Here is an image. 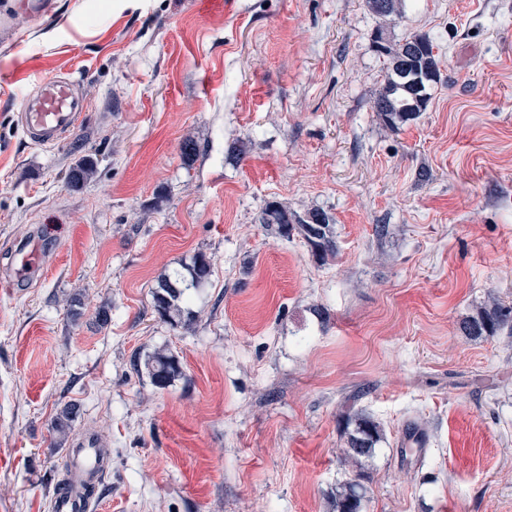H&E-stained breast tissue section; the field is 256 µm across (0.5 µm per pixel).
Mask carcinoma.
<instances>
[{
  "mask_svg": "<svg viewBox=\"0 0 512 512\" xmlns=\"http://www.w3.org/2000/svg\"><path fill=\"white\" fill-rule=\"evenodd\" d=\"M373 13L379 17H390L402 8V0H368ZM433 42L420 35H413L395 45H381L379 51L387 57L385 85L373 104L382 121L391 126L406 124L423 112L430 99L428 89L440 80L437 55ZM94 173L93 164L81 161L69 171L71 183L78 185ZM262 223L277 225L280 234L286 236L296 229L312 250L321 257L335 252L333 239V219L320 209L303 215L288 210L287 207L269 203L263 210ZM212 275V267L205 255H197L184 270L162 276L152 291L153 308L159 318L173 327L187 328L195 318L190 308L188 291L204 285ZM464 335L480 338L499 330L512 335V307L492 302L477 309V313L466 317L460 324ZM144 366L155 386L168 387L181 373L176 356L163 350L147 356L144 362L133 360V369ZM76 413V406H67L56 418L54 428L61 437H66L69 421ZM351 428L345 432V446L341 449V459L357 468H362L363 460L373 454L375 444L382 438L379 424L369 415L356 412L351 417ZM363 475L358 473L336 487L332 495L334 512H361L366 496L362 483ZM75 491L87 497L95 492V484L82 478V472L66 473L56 486L55 495Z\"/></svg>",
  "mask_w": 512,
  "mask_h": 512,
  "instance_id": "1",
  "label": "carcinoma"
}]
</instances>
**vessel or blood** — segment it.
Segmentation results:
<instances>
[{
	"label": "vessel or blood",
	"mask_w": 512,
	"mask_h": 512,
	"mask_svg": "<svg viewBox=\"0 0 512 512\" xmlns=\"http://www.w3.org/2000/svg\"><path fill=\"white\" fill-rule=\"evenodd\" d=\"M51 0H16L14 6L0 11V30L8 31L18 15L41 16L50 10ZM86 102L70 74L40 80L26 88L20 98L18 123L32 144L51 146L59 137L73 131L80 122ZM43 254L38 246L25 245L14 254L11 281L30 278L40 270Z\"/></svg>",
	"instance_id": "1"
}]
</instances>
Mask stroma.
Returning a JSON list of instances; mask_svg holds the SVG:
<instances>
[{"mask_svg": "<svg viewBox=\"0 0 512 512\" xmlns=\"http://www.w3.org/2000/svg\"><path fill=\"white\" fill-rule=\"evenodd\" d=\"M412 35L441 80L394 131L377 43ZM63 71L87 110L31 146L15 101ZM270 201L327 211L335 255L261 224ZM34 238L43 269L0 288V512H52L86 432L93 512H332L357 410L383 430L362 512H512V337L459 328L512 306V0H53L0 33V278ZM197 253L213 275L175 329L151 291ZM163 347L160 389L131 361Z\"/></svg>", "mask_w": 512, "mask_h": 512, "instance_id": "obj_1", "label": "stroma"}]
</instances>
